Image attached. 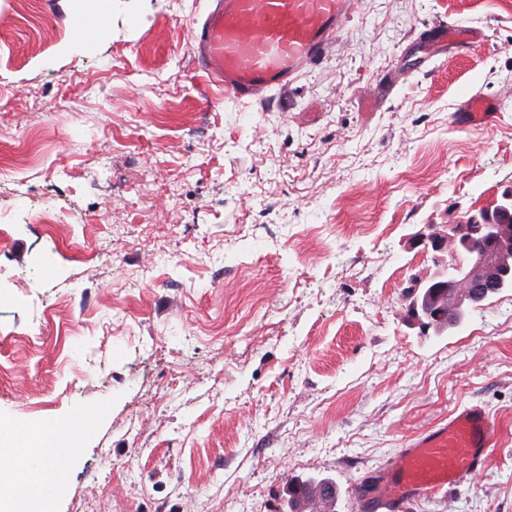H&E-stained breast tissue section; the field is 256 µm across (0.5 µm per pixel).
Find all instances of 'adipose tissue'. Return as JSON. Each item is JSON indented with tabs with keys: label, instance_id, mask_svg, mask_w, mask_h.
Listing matches in <instances>:
<instances>
[{
	"label": "adipose tissue",
	"instance_id": "ef3b65f1",
	"mask_svg": "<svg viewBox=\"0 0 512 512\" xmlns=\"http://www.w3.org/2000/svg\"><path fill=\"white\" fill-rule=\"evenodd\" d=\"M27 456L29 463L38 464L41 476L28 484L17 474L13 462L17 456ZM65 474L64 462L56 448H15L12 436L0 437V512H26L29 500L49 504L48 490L59 483Z\"/></svg>",
	"mask_w": 512,
	"mask_h": 512
}]
</instances>
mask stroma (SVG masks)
Returning a JSON list of instances; mask_svg holds the SVG:
<instances>
[{"instance_id":"1","label":"stroma","mask_w":512,"mask_h":512,"mask_svg":"<svg viewBox=\"0 0 512 512\" xmlns=\"http://www.w3.org/2000/svg\"><path fill=\"white\" fill-rule=\"evenodd\" d=\"M45 8L0 0V159L30 184L0 187V428L94 412L53 512H289L309 478L355 512L469 404L488 469L405 512H512V288L444 329L409 295L423 238L512 190V0H357L261 103L201 78L208 0ZM436 24L479 36L437 50ZM472 97L491 125L455 122Z\"/></svg>"}]
</instances>
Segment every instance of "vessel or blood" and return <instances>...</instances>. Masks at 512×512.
I'll return each instance as SVG.
<instances>
[{
  "label": "vessel or blood",
  "instance_id": "b4317fda",
  "mask_svg": "<svg viewBox=\"0 0 512 512\" xmlns=\"http://www.w3.org/2000/svg\"><path fill=\"white\" fill-rule=\"evenodd\" d=\"M355 0H216L190 46L202 73L236 100L263 101L320 63L342 32ZM495 104L469 99L467 124L484 126ZM495 425L471 404L408 440L370 486L357 491L358 512H401L424 495L458 486L490 463Z\"/></svg>",
  "mask_w": 512,
  "mask_h": 512
}]
</instances>
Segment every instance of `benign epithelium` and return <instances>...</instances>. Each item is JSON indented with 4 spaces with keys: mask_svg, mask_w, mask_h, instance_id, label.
Masks as SVG:
<instances>
[{
    "mask_svg": "<svg viewBox=\"0 0 512 512\" xmlns=\"http://www.w3.org/2000/svg\"><path fill=\"white\" fill-rule=\"evenodd\" d=\"M480 214L483 221L478 224H450L444 233L424 239L435 270L413 281L411 295L415 317L425 327L451 326V314L470 295H493L512 288L511 279L493 275L489 259L491 249L512 251V227L502 223L503 217L512 215V192H503L493 208Z\"/></svg>",
    "mask_w": 512,
    "mask_h": 512,
    "instance_id": "7a95c632",
    "label": "benign epithelium"
}]
</instances>
